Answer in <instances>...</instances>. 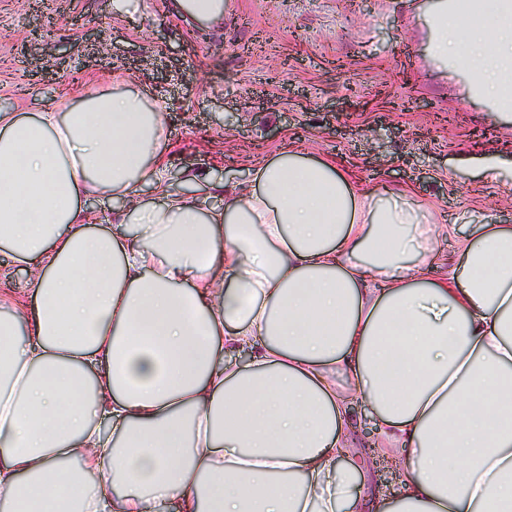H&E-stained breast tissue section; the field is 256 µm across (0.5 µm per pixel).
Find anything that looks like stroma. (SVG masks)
I'll return each instance as SVG.
<instances>
[{
  "label": "stroma",
  "instance_id": "stroma-1",
  "mask_svg": "<svg viewBox=\"0 0 512 512\" xmlns=\"http://www.w3.org/2000/svg\"><path fill=\"white\" fill-rule=\"evenodd\" d=\"M430 0H232L206 23L174 0H0V111L132 90L164 111L171 191L224 206L245 157L293 141L444 223L512 225V112L487 111L431 52ZM103 30L101 42L87 27ZM206 182L187 180V169Z\"/></svg>",
  "mask_w": 512,
  "mask_h": 512
}]
</instances>
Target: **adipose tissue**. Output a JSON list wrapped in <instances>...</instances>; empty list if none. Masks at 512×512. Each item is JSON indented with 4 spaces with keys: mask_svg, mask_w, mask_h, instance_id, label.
Listing matches in <instances>:
<instances>
[{
    "mask_svg": "<svg viewBox=\"0 0 512 512\" xmlns=\"http://www.w3.org/2000/svg\"><path fill=\"white\" fill-rule=\"evenodd\" d=\"M435 21L434 54L512 109V0ZM162 137L131 91L0 112V281L31 285L0 292L5 512H512V226L458 233L293 148L206 212ZM92 195L132 208L96 229ZM358 406L397 493H356Z\"/></svg>",
    "mask_w": 512,
    "mask_h": 512,
    "instance_id": "obj_1",
    "label": "adipose tissue"
}]
</instances>
